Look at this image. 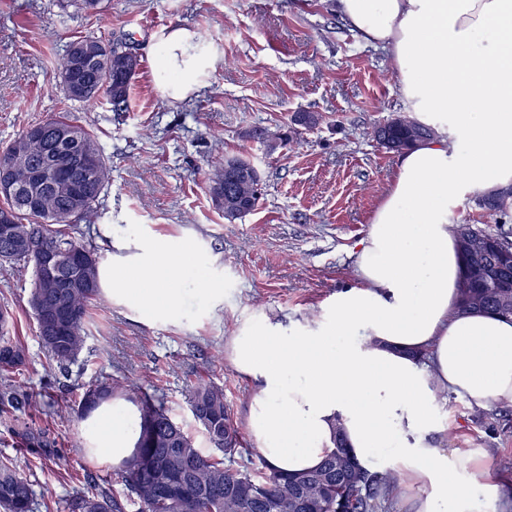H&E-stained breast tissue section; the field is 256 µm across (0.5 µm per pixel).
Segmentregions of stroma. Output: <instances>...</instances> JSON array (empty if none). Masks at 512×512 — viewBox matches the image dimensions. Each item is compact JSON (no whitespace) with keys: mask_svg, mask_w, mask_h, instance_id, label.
<instances>
[{"mask_svg":"<svg viewBox=\"0 0 512 512\" xmlns=\"http://www.w3.org/2000/svg\"><path fill=\"white\" fill-rule=\"evenodd\" d=\"M174 27L205 36L211 61L201 88L182 102L157 88L156 42ZM84 36L126 42L139 57L127 111H113L105 96L90 105L66 100L55 60ZM410 111L388 56L353 32L331 0H105L98 14L72 0H0V149L29 126L71 113L112 165V184L76 237L96 247L105 268L152 241L185 247L189 257L172 315L143 316L103 291L78 362L59 378L27 305L31 265L0 270V307L28 353L16 380L36 400L30 413L0 412V460L31 482L35 512H60L93 482L117 486L120 467L87 449L90 423L78 417L84 385L118 380L154 393L204 449L188 403L190 384L204 379L223 387L243 425L251 386L220 351L246 317L315 321L354 285L357 245L399 158L373 131ZM299 112L321 122L292 146L270 154L242 136L255 126L278 131ZM221 154L248 157L264 180L257 209L234 221L208 194L210 160ZM207 281L222 296H210ZM472 413L453 395L442 404L448 447L489 451L494 475L512 480L502 469L512 460V410L486 409L479 423ZM36 436L46 447L32 445Z\"/></svg>","mask_w":512,"mask_h":512,"instance_id":"stroma-1","label":"stroma"}]
</instances>
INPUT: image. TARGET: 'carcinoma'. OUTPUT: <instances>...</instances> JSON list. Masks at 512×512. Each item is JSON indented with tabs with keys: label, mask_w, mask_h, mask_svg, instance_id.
Segmentation results:
<instances>
[{
	"label": "carcinoma",
	"mask_w": 512,
	"mask_h": 512,
	"mask_svg": "<svg viewBox=\"0 0 512 512\" xmlns=\"http://www.w3.org/2000/svg\"><path fill=\"white\" fill-rule=\"evenodd\" d=\"M100 51L101 58L78 69L74 45L59 55L56 69L65 95L71 101L95 102L106 94L117 112L127 109L130 88L138 69H130L128 46L100 38H87ZM48 127L72 128L78 141L69 147L71 177L84 178L86 163L94 161L95 181L80 196L52 185L32 184L30 187L3 196L0 215L10 216L11 234L0 236V266L14 262L32 265L33 283L27 303L37 325V338L56 366L68 371L84 348L86 318L90 307L101 298V256L94 248L73 236L74 224L67 216L78 207L83 218L95 211L101 194L112 181V167L94 135L69 114L49 119ZM431 127L410 116L397 115L376 137H385L402 152L422 142L421 133ZM25 129L4 151L3 164H29L36 172L54 160L57 146L47 138L36 144L28 140ZM299 131L288 127L279 134L254 128L246 136L257 140L270 151L288 146ZM236 156L226 155L214 162L213 177L208 186L215 205L224 210V219L232 221L256 209L261 195L245 200L238 197L240 186L253 183L255 166L235 164ZM475 205L491 217L512 212V189L493 190L479 194ZM464 233L478 234L488 243L481 259L484 276L474 292L483 304L476 305L460 298V310L483 311L502 318H512V287L498 270L499 256L512 253V230L498 228L491 233L471 224L461 227ZM52 253L58 257L57 273L49 283L41 277L40 258ZM60 309L64 327L56 336L45 334L42 312ZM25 350L9 336V329L0 324V370L11 373L25 364ZM123 386L101 382L83 391L79 410L87 416L102 403L121 394ZM189 406L194 419L202 427L213 450L222 453L218 459L197 448L183 427L172 418L164 402L147 392L136 395L139 433L132 457L120 474L124 493L88 488L72 496L64 506L66 512H126L132 504L136 512H336V503H344V512H374L377 502H393L403 494L397 475L371 473L360 468L342 440L314 471L297 476H282L270 470L254 474L243 464L233 466L235 456L242 455L241 436L233 424L224 401V389L212 382H199L189 391ZM33 407V396L20 386H0V411L22 413ZM229 465H224V461ZM164 472L184 489L177 499L164 494L148 493L158 473ZM263 489L254 498L249 490ZM33 491L27 478L7 461H0V512H34Z\"/></svg>",
	"instance_id": "cac0c4a2"
}]
</instances>
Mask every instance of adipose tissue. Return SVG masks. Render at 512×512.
<instances>
[{"label": "adipose tissue", "instance_id": "obj_1", "mask_svg": "<svg viewBox=\"0 0 512 512\" xmlns=\"http://www.w3.org/2000/svg\"><path fill=\"white\" fill-rule=\"evenodd\" d=\"M338 14L382 46L401 91L434 138L401 154L358 245L357 283L325 322L246 319L227 343L231 368L253 382L246 431L282 475L320 466L342 431L356 463L394 471L412 512H503L512 486L491 476L488 452L447 447L441 392L473 408L512 407V322L459 312L461 263L448 203L460 188L512 186V0H335ZM184 27L157 44L162 94L188 98L208 59ZM464 140L457 154L449 132ZM185 250L142 246L132 276L109 286L130 306L172 311ZM121 404L95 415L92 446L120 465L137 428Z\"/></svg>", "mask_w": 512, "mask_h": 512}]
</instances>
